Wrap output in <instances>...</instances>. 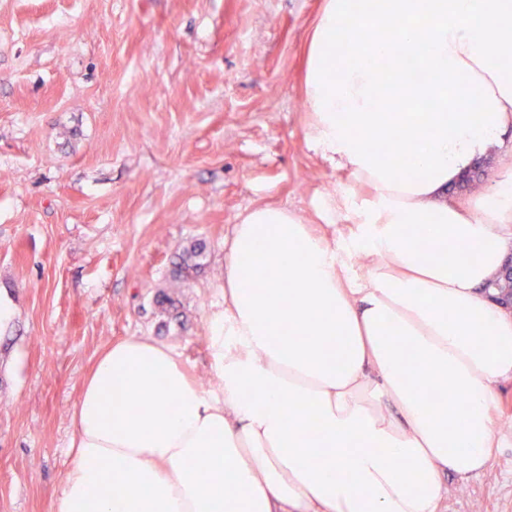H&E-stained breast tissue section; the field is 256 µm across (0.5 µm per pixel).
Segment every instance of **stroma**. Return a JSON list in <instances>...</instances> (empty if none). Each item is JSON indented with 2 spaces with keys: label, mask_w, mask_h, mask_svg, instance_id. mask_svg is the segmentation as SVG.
I'll list each match as a JSON object with an SVG mask.
<instances>
[{
  "label": "stroma",
  "mask_w": 512,
  "mask_h": 512,
  "mask_svg": "<svg viewBox=\"0 0 512 512\" xmlns=\"http://www.w3.org/2000/svg\"><path fill=\"white\" fill-rule=\"evenodd\" d=\"M324 0H0V512H52L99 354L172 350L209 394L224 237L247 210L370 196L310 148L305 54ZM197 273L172 271L196 243ZM506 437L447 512H512Z\"/></svg>",
  "instance_id": "35a3bbf8"
}]
</instances>
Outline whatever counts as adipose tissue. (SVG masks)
Returning <instances> with one entry per match:
<instances>
[{
	"label": "adipose tissue",
	"mask_w": 512,
	"mask_h": 512,
	"mask_svg": "<svg viewBox=\"0 0 512 512\" xmlns=\"http://www.w3.org/2000/svg\"><path fill=\"white\" fill-rule=\"evenodd\" d=\"M361 28L371 50L335 57ZM511 45L512 0H326L307 137L372 197L329 194L319 226L285 207L234 225L211 320L221 396L151 340L110 345L52 512H442L448 475L486 469L512 382V309L487 291L512 251V159L488 192L448 190L512 130ZM382 89L396 111H374ZM414 361L452 401L426 403Z\"/></svg>",
	"instance_id": "ef3b65f1"
}]
</instances>
